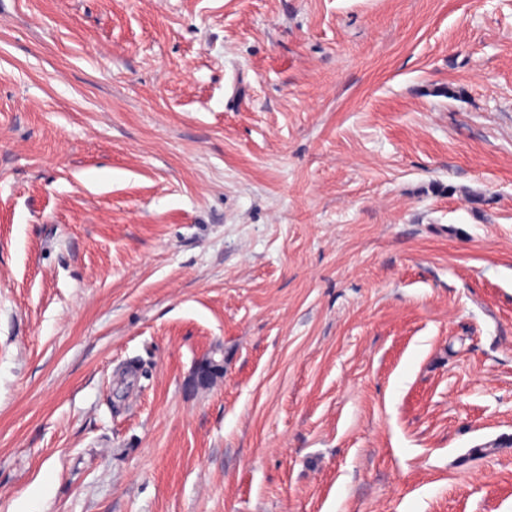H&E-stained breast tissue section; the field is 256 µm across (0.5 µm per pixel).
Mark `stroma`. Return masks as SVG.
<instances>
[{"label": "stroma", "instance_id": "obj_1", "mask_svg": "<svg viewBox=\"0 0 512 512\" xmlns=\"http://www.w3.org/2000/svg\"><path fill=\"white\" fill-rule=\"evenodd\" d=\"M0 512H512V0H0ZM223 372V363L213 357L202 360L194 369L190 384L194 388H208L215 382L214 378Z\"/></svg>", "mask_w": 512, "mask_h": 512}]
</instances>
